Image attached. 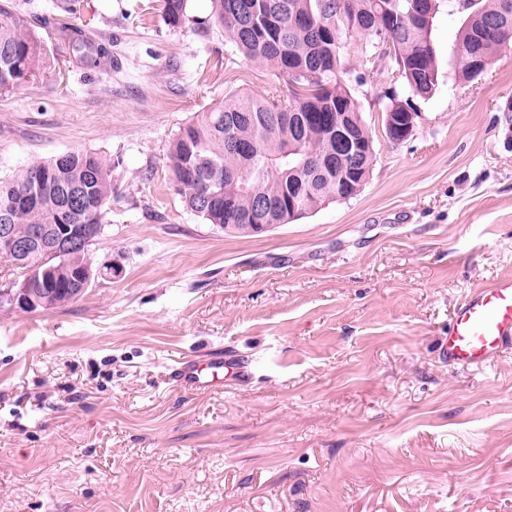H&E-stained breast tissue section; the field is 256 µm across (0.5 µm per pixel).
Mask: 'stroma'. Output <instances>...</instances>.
Instances as JSON below:
<instances>
[{"mask_svg":"<svg viewBox=\"0 0 512 512\" xmlns=\"http://www.w3.org/2000/svg\"><path fill=\"white\" fill-rule=\"evenodd\" d=\"M159 0H26L48 64L0 93V178L33 159H112L83 297L0 309V512H512V351L480 371L436 351L465 292L512 275V50L456 82L467 13L434 22L438 86L348 37L344 82L375 148L358 195L254 237L189 211L167 147L232 92L283 89L209 24ZM92 20L112 69L70 62ZM416 112L385 135L389 98ZM116 276L105 275L108 267ZM233 353L244 385L187 390L183 358ZM163 15L168 25L179 27L190 21L189 2L191 0H161Z\"/></svg>","mask_w":512,"mask_h":512,"instance_id":"obj_1","label":"stroma"}]
</instances>
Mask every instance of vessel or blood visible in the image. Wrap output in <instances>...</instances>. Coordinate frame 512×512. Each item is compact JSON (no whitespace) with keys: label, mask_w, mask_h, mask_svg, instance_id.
<instances>
[{"label":"vessel or blood","mask_w":512,"mask_h":512,"mask_svg":"<svg viewBox=\"0 0 512 512\" xmlns=\"http://www.w3.org/2000/svg\"><path fill=\"white\" fill-rule=\"evenodd\" d=\"M512 350V276L499 277L471 289L455 306L447 336L438 351L449 366L461 370L483 369ZM250 375L235 357L212 355L174 371L186 388L223 385L225 377L242 380Z\"/></svg>","instance_id":"obj_1"}]
</instances>
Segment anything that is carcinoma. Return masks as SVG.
Masks as SVG:
<instances>
[{
    "label": "carcinoma",
    "mask_w": 512,
    "mask_h": 512,
    "mask_svg": "<svg viewBox=\"0 0 512 512\" xmlns=\"http://www.w3.org/2000/svg\"><path fill=\"white\" fill-rule=\"evenodd\" d=\"M168 25L190 20V0H162ZM214 21L224 38L247 63L264 65L288 77V86L303 85L302 98L290 92L283 103L268 96L230 93L214 107L198 113L179 128L167 152L175 190L187 209L227 233L248 236L246 224H290L336 199L349 200L356 187L345 189L341 164L319 170L298 166L301 158H327L332 130L310 126L294 138L289 113L358 112L343 72L342 42L327 36L350 30L366 38L368 51L391 43L401 75L419 96L432 94L438 80L433 21L441 0H418L428 18H410V0H211ZM252 7L257 26L245 29L236 22L243 6ZM474 16L456 38L459 67L456 80L472 83L479 75L466 64L474 56L495 54L500 39L512 36V0H475ZM505 19L500 26L482 27L487 20ZM70 56L90 70L112 68L105 39L90 24L65 28ZM40 43L26 15L13 0H0V92H9L43 72ZM236 119L233 137L243 146L224 144V120ZM357 163L371 169L373 137L364 121L355 127ZM82 191L80 208L70 206L68 194ZM112 196V160L91 152H70L50 160L33 159L8 180L0 179V209H10L17 231L41 224H101ZM295 198L296 212L288 211ZM264 201L270 209L255 215ZM87 253L77 251L65 260L53 259V284L43 308L74 302L72 271L84 264Z\"/></svg>",
    "instance_id": "1"
}]
</instances>
